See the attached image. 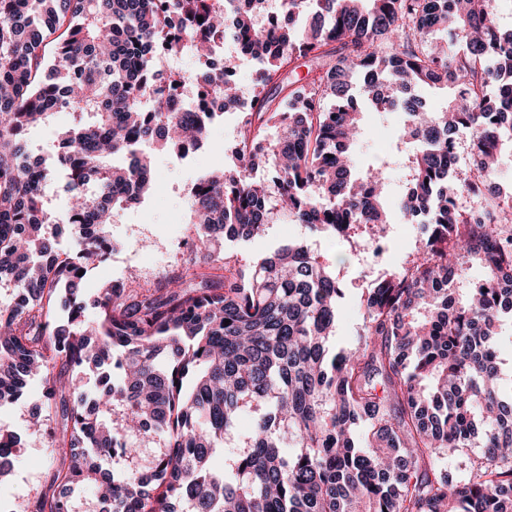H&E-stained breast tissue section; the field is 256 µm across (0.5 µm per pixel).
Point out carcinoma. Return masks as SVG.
<instances>
[{
  "instance_id": "cac0c4a2",
  "label": "carcinoma",
  "mask_w": 512,
  "mask_h": 512,
  "mask_svg": "<svg viewBox=\"0 0 512 512\" xmlns=\"http://www.w3.org/2000/svg\"><path fill=\"white\" fill-rule=\"evenodd\" d=\"M256 2L0 0V288L12 293L0 408L40 380L55 417L33 412L27 437L50 438L58 460L30 512H74L83 484L95 512H512V381L495 347L512 322V198L497 188L512 149V27L494 20L496 0H282L285 17L307 16L298 27L258 26ZM175 18L197 57L221 33L252 59L239 131L251 147L189 189L181 268L103 286L89 318L79 273L112 251L115 211L153 189L152 151L201 146L216 116L152 98L156 38ZM300 58L315 68L296 84ZM415 87L451 95L426 109ZM234 88L209 79L226 112ZM356 89L412 122L396 137L406 192L392 204L390 161L354 153ZM60 112L59 170L26 133ZM59 175L64 225L45 193ZM420 215L412 258L369 283L357 347L337 353L344 288L319 251L290 242L244 274L211 249L278 217L345 240L372 226L382 242ZM67 226L80 228L69 252ZM89 365L104 372L84 399ZM244 413L253 424L229 452ZM153 434L162 446L143 463ZM20 447L0 424V454ZM117 451L120 473L102 464Z\"/></svg>"
}]
</instances>
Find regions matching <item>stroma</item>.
I'll use <instances>...</instances> for the list:
<instances>
[{"label":"stroma","mask_w":512,"mask_h":512,"mask_svg":"<svg viewBox=\"0 0 512 512\" xmlns=\"http://www.w3.org/2000/svg\"><path fill=\"white\" fill-rule=\"evenodd\" d=\"M401 111L378 113L365 110L366 135L355 148L364 160L383 158L393 152L395 132L402 124ZM237 113L217 117L210 137L202 148L182 159L175 154H156L154 162L155 192L139 205L117 211L110 226L118 248L91 270L85 280L87 295H94L107 283L136 272L141 281L153 283L175 269L187 251L191 226L184 205L188 189L206 170L234 166L229 153L237 136ZM416 225H392L386 240V251L377 261L369 260L361 249L369 237L368 230H359L349 241L328 235H316L301 224L277 220L268 225L265 234L218 243L217 251L238 255L241 267L271 254L288 240L312 244L328 256L345 288L342 313L331 339L333 347L355 348L361 321L360 300L370 280L390 264L405 261L413 249ZM51 471L50 451L45 440H37L20 449L7 480L0 482V497L24 508L46 484Z\"/></svg>","instance_id":"obj_1"}]
</instances>
